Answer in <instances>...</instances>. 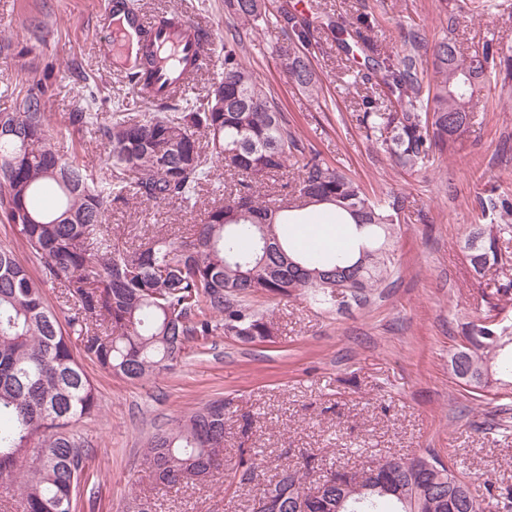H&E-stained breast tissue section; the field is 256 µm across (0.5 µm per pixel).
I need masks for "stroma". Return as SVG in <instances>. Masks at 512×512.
<instances>
[{
	"instance_id": "stroma-1",
	"label": "stroma",
	"mask_w": 512,
	"mask_h": 512,
	"mask_svg": "<svg viewBox=\"0 0 512 512\" xmlns=\"http://www.w3.org/2000/svg\"><path fill=\"white\" fill-rule=\"evenodd\" d=\"M149 18L177 11L209 30L208 60L193 94L221 72L220 47L229 15L224 0H132ZM467 0H271L311 21L309 59L323 91L292 84L281 67L288 38L258 26L244 55L279 102L307 150L346 170L369 193L406 198L400 214L397 264L388 287L363 306L326 312L303 297L255 299L276 334L245 343L233 336L190 341L171 369L129 382L94 364L86 370L101 396L98 415L75 432L90 447L76 512H250L272 477L296 468L305 455L326 467H361L388 456L434 453L454 458L471 488L512 489V398L472 399L454 376L449 355L471 312L496 300L512 281V245L503 270L475 275L463 250L470 225L480 223L489 191L512 196V77L492 72L473 102L474 124L461 146L433 165L406 170L368 140L358 121L354 88L342 82L345 60L318 16L357 10L372 15L381 51L403 46L417 32L419 78L442 75L433 48L454 35L466 54L491 40L512 44V0H492L481 15ZM102 0H0V112L14 109L26 85L47 89L46 111L63 155L82 148L93 169L105 167L108 142L94 127L68 124L73 112L109 123L116 109L152 115L161 105L139 96L125 73L99 57L109 38L96 17ZM224 173L206 185L195 208L174 204L111 206L107 222L127 243L162 230L190 236L204 212L224 197ZM224 402V467L206 481L179 488L156 484L143 464V443L199 403ZM258 457L252 481L240 463Z\"/></svg>"
}]
</instances>
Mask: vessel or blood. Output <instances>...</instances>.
Returning a JSON list of instances; mask_svg holds the SVG:
<instances>
[{
    "mask_svg": "<svg viewBox=\"0 0 512 512\" xmlns=\"http://www.w3.org/2000/svg\"><path fill=\"white\" fill-rule=\"evenodd\" d=\"M104 5L98 19L100 25L111 24L115 16H122L137 40L148 41L150 45L151 76L148 83H137V91L155 101L180 95L205 59L206 31L177 12L148 19L131 0H104Z\"/></svg>",
    "mask_w": 512,
    "mask_h": 512,
    "instance_id": "obj_1",
    "label": "vessel or blood"
}]
</instances>
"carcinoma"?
Wrapping results in <instances>:
<instances>
[{"instance_id": "obj_1", "label": "carcinoma", "mask_w": 512, "mask_h": 512, "mask_svg": "<svg viewBox=\"0 0 512 512\" xmlns=\"http://www.w3.org/2000/svg\"><path fill=\"white\" fill-rule=\"evenodd\" d=\"M234 25L224 37L223 72L212 90L153 116L115 112L100 127L111 145L112 179L97 178L77 155L61 156L44 112L45 91L30 92L15 111L0 112V223L14 228L41 265L36 279L15 251L0 245V481L16 486L22 512H74L90 449L74 426L100 410L98 389L74 347L109 374L137 381L164 370L194 339L224 334L265 340L273 324L248 301L305 295L331 309L340 294L357 305L395 266L402 195L376 196L316 153L305 152L275 97L246 64L243 34L261 23L288 33L281 65L304 90L319 92L305 50L310 23L266 0H224ZM345 55L359 49L366 70L348 69L360 96V124L371 141L406 169L425 167L460 142L474 120V89L486 71L512 75V46L488 43L464 58L456 40L435 45L443 80L422 93L418 58L408 48L383 54L365 35L368 16L325 23ZM206 146H201L200 136ZM236 180L224 201L205 211L192 236L161 231L138 245L112 236V203L198 204L218 167ZM333 204L354 222L357 252L313 250L295 237L294 217ZM482 217L512 216V198L480 200ZM512 224H473L463 249L477 275L504 264ZM63 289L65 317L43 288ZM469 346L450 363L485 373L459 376L473 396L512 395V320L497 305L461 324ZM224 400H209L144 443L143 462L160 484L179 487L190 468H224ZM316 458L276 486L278 512H290ZM314 512H489L512 507V495L472 493L466 477L436 456L398 458L385 473L401 495L356 492L350 473L328 468Z\"/></svg>"}]
</instances>
